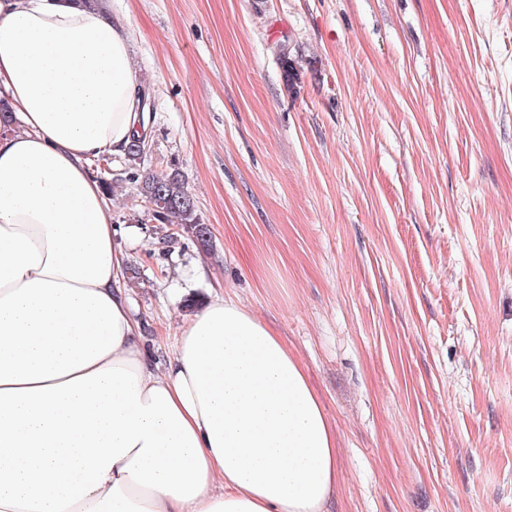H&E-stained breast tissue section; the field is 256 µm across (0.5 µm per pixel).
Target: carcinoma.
Wrapping results in <instances>:
<instances>
[{
    "instance_id": "obj_1",
    "label": "carcinoma",
    "mask_w": 512,
    "mask_h": 512,
    "mask_svg": "<svg viewBox=\"0 0 512 512\" xmlns=\"http://www.w3.org/2000/svg\"><path fill=\"white\" fill-rule=\"evenodd\" d=\"M141 194L153 205L152 214L163 225H172L191 233L202 248H207L209 229L197 214L194 199L177 173L147 177Z\"/></svg>"
}]
</instances>
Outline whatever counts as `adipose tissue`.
Listing matches in <instances>:
<instances>
[{
    "label": "adipose tissue",
    "instance_id": "adipose-tissue-1",
    "mask_svg": "<svg viewBox=\"0 0 512 512\" xmlns=\"http://www.w3.org/2000/svg\"><path fill=\"white\" fill-rule=\"evenodd\" d=\"M141 92L105 0H0V512H328L336 430L268 324L217 298L146 358L87 167Z\"/></svg>",
    "mask_w": 512,
    "mask_h": 512
}]
</instances>
